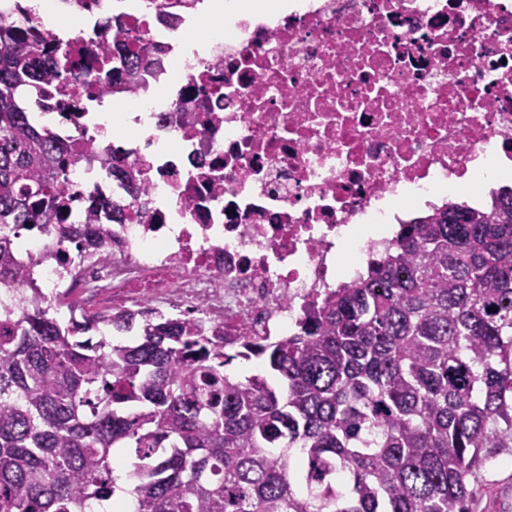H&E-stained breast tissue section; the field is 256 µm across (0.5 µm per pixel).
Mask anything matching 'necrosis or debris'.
Returning <instances> with one entry per match:
<instances>
[{"label": "necrosis or debris", "instance_id": "4bbe7bcc", "mask_svg": "<svg viewBox=\"0 0 512 512\" xmlns=\"http://www.w3.org/2000/svg\"><path fill=\"white\" fill-rule=\"evenodd\" d=\"M206 2L60 0L84 21L67 43L87 62L118 39L100 28L112 15L158 62L42 104L75 158L70 223L97 199L124 215L78 263L54 225L21 234L42 304L107 296L116 312L198 321L228 348L293 336L308 306L396 248L394 214L452 191L483 204L512 167V0H253L198 38ZM117 105L148 113L142 140L98 138Z\"/></svg>", "mask_w": 512, "mask_h": 512}]
</instances>
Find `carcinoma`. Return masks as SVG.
I'll list each match as a JSON object with an SVG mask.
<instances>
[{"mask_svg": "<svg viewBox=\"0 0 512 512\" xmlns=\"http://www.w3.org/2000/svg\"><path fill=\"white\" fill-rule=\"evenodd\" d=\"M129 78L145 55L118 45ZM69 46L0 20V283L19 233L66 224V144L41 84L107 83ZM397 249L313 307L302 332L233 351L196 323L52 306L0 313V512H471L482 448H512V187L400 225ZM493 311H488V308ZM141 321H136V317ZM103 322L134 345L83 335ZM257 359L262 373L226 372ZM132 449L128 486L115 463Z\"/></svg>", "mask_w": 512, "mask_h": 512, "instance_id": "carcinoma-1", "label": "carcinoma"}]
</instances>
